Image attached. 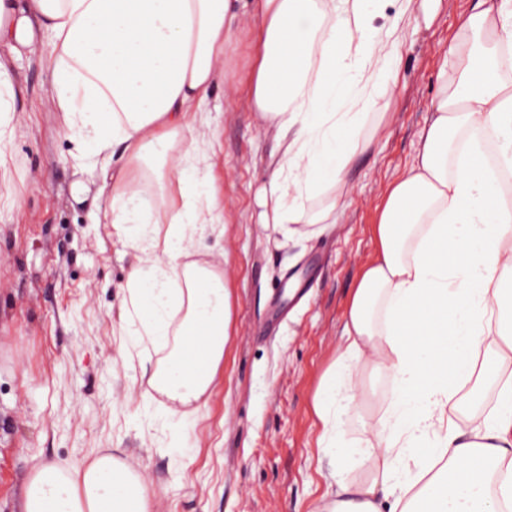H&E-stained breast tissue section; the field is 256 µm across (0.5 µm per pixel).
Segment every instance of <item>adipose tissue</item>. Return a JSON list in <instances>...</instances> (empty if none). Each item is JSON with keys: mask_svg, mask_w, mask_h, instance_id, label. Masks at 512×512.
I'll return each mask as SVG.
<instances>
[{"mask_svg": "<svg viewBox=\"0 0 512 512\" xmlns=\"http://www.w3.org/2000/svg\"><path fill=\"white\" fill-rule=\"evenodd\" d=\"M374 0H0V208L18 205L7 159L26 88L16 62L37 57L48 110L81 169L111 192L94 223L111 224L134 263L122 288L132 346L170 347L151 387L169 417L208 392L224 357L230 292L219 264L198 261L224 222L210 180L218 133L202 104L236 66L234 35L251 25L247 96L278 138L255 213L268 235H313L335 223L343 174L361 146L357 124L395 81L399 23L370 31ZM452 45L420 148L391 186L345 325L347 345L317 394L326 454L356 453L373 478L339 483L322 512H504L512 506V0H477ZM125 162H113L115 152ZM178 179L179 200L166 192ZM494 358L479 362L481 350ZM394 379L386 428L355 451L339 419L360 397L358 366ZM492 378L487 413L463 414L466 384ZM22 512H148L140 473L112 455L39 461Z\"/></svg>", "mask_w": 512, "mask_h": 512, "instance_id": "adipose-tissue-1", "label": "adipose tissue"}]
</instances>
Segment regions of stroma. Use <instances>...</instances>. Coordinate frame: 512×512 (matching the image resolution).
<instances>
[{"label": "stroma", "instance_id": "obj_1", "mask_svg": "<svg viewBox=\"0 0 512 512\" xmlns=\"http://www.w3.org/2000/svg\"><path fill=\"white\" fill-rule=\"evenodd\" d=\"M474 4L439 0L432 20L405 25L396 82L361 131L371 142L344 173L335 224L285 243L255 219L275 135L259 126L244 95L224 92L225 83L245 85L252 63L253 35L238 34V66L204 102L219 134L212 174L224 196V231L199 245L226 270L230 336L187 424L142 398L166 350L116 360L119 288L133 257L111 225L90 221L96 179L83 180V204L73 201V145L47 110L37 61L19 62L27 96L10 166L20 204L0 217V512H21L35 462L107 453L145 475L149 512H320L336 485L315 396L347 343L352 293L376 257L378 213L417 154L437 76L455 70L447 50ZM359 378L369 395L341 425L351 447L386 424L392 388L389 375L367 366Z\"/></svg>", "mask_w": 512, "mask_h": 512}]
</instances>
